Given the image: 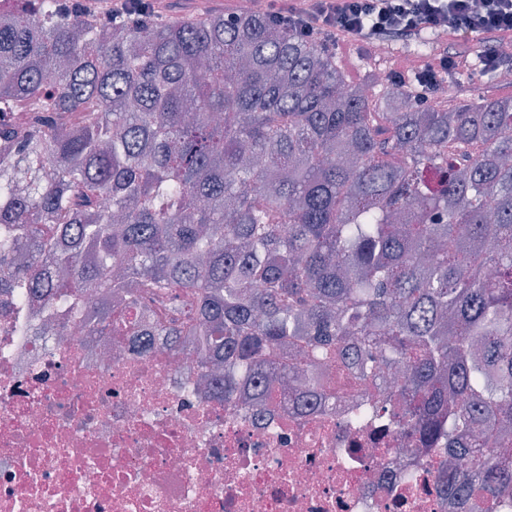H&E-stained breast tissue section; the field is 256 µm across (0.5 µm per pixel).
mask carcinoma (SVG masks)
<instances>
[{
  "instance_id": "obj_1",
  "label": "carcinoma",
  "mask_w": 512,
  "mask_h": 512,
  "mask_svg": "<svg viewBox=\"0 0 512 512\" xmlns=\"http://www.w3.org/2000/svg\"><path fill=\"white\" fill-rule=\"evenodd\" d=\"M2 278L120 336L162 309L226 402L279 388L291 336L379 356L398 423L470 453L448 490L512 496V97L354 84L263 16L0 0Z\"/></svg>"
}]
</instances>
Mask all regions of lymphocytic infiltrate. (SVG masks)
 Returning a JSON list of instances; mask_svg holds the SVG:
<instances>
[{
  "mask_svg": "<svg viewBox=\"0 0 512 512\" xmlns=\"http://www.w3.org/2000/svg\"><path fill=\"white\" fill-rule=\"evenodd\" d=\"M266 15L335 50L388 48L439 30L465 35L466 43L433 50L414 70L410 84L424 100L449 73L498 71L502 47L512 44V0H275Z\"/></svg>",
  "mask_w": 512,
  "mask_h": 512,
  "instance_id": "obj_1",
  "label": "lymphocytic infiltrate"
}]
</instances>
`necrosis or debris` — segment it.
I'll use <instances>...</instances> for the list:
<instances>
[{"mask_svg":"<svg viewBox=\"0 0 512 512\" xmlns=\"http://www.w3.org/2000/svg\"><path fill=\"white\" fill-rule=\"evenodd\" d=\"M209 367L197 337L93 332L1 288L0 512H477L438 488L447 452L365 416L391 374L328 361L304 410L288 386L225 402Z\"/></svg>","mask_w":512,"mask_h":512,"instance_id":"necrosis-or-debris-1","label":"necrosis or debris"}]
</instances>
